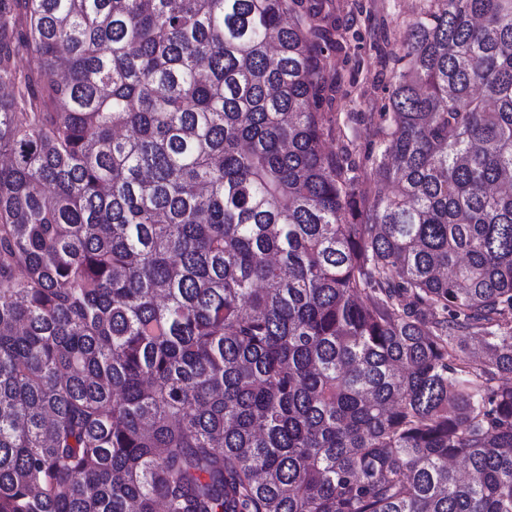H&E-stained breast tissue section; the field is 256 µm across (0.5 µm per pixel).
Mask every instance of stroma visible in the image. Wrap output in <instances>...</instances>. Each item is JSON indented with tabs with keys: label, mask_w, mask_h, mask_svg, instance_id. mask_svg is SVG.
<instances>
[{
	"label": "stroma",
	"mask_w": 512,
	"mask_h": 512,
	"mask_svg": "<svg viewBox=\"0 0 512 512\" xmlns=\"http://www.w3.org/2000/svg\"><path fill=\"white\" fill-rule=\"evenodd\" d=\"M329 26L339 27L337 45L324 52L325 78L333 91L322 104L330 127L328 151L347 147L355 160L376 148L380 112L392 91V56L412 15L427 0H327Z\"/></svg>",
	"instance_id": "stroma-1"
}]
</instances>
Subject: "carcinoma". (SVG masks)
I'll use <instances>...</instances> for the list:
<instances>
[{"label":"carcinoma","mask_w":512,"mask_h":512,"mask_svg":"<svg viewBox=\"0 0 512 512\" xmlns=\"http://www.w3.org/2000/svg\"><path fill=\"white\" fill-rule=\"evenodd\" d=\"M327 19L0 0V512H512V0L409 20L371 186Z\"/></svg>","instance_id":"cac0c4a2"}]
</instances>
